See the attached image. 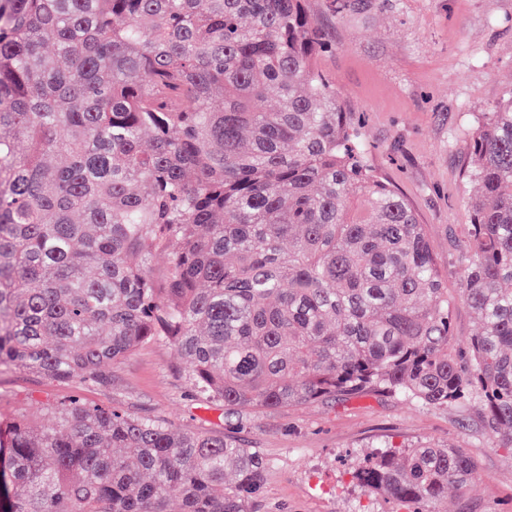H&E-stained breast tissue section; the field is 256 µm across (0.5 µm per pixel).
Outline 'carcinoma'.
<instances>
[{
	"label": "carcinoma",
	"instance_id": "cac0c4a2",
	"mask_svg": "<svg viewBox=\"0 0 512 512\" xmlns=\"http://www.w3.org/2000/svg\"><path fill=\"white\" fill-rule=\"evenodd\" d=\"M333 50L308 0H0V371L105 386L161 342L227 407L477 402L512 452V95L472 133L459 294L481 330L460 353L424 226L318 65ZM52 416L0 415V512H249L262 486L232 438L80 396ZM476 477L429 442L353 472L426 512Z\"/></svg>",
	"mask_w": 512,
	"mask_h": 512
}]
</instances>
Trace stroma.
I'll return each mask as SVG.
<instances>
[{
	"label": "stroma",
	"mask_w": 512,
	"mask_h": 512,
	"mask_svg": "<svg viewBox=\"0 0 512 512\" xmlns=\"http://www.w3.org/2000/svg\"><path fill=\"white\" fill-rule=\"evenodd\" d=\"M335 51L321 60L362 125L369 162L411 205L455 295L467 259L472 199L470 141L479 113L512 89V0H389L332 19L309 0ZM133 416L225 435L267 463L249 512H404L357 488L352 471L371 448L422 442L462 449L476 479L449 491L441 512H512V452L493 447L479 404L438 407L368 391L271 410L230 409L197 397L164 343L112 364L111 385L55 384L23 370L0 372V412L48 420L46 403L73 394Z\"/></svg>",
	"instance_id": "stroma-1"
}]
</instances>
